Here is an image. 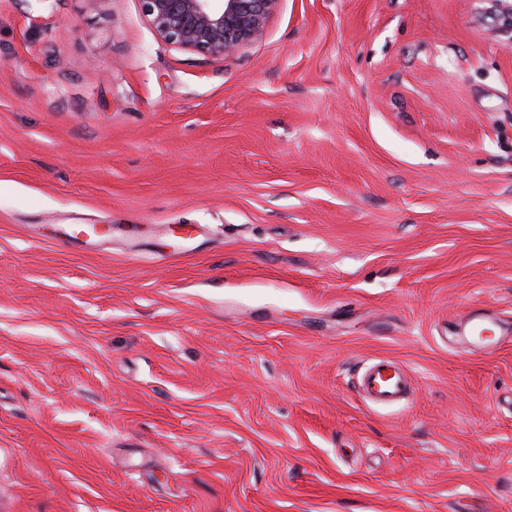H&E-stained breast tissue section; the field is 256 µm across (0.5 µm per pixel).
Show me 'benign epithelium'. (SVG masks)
<instances>
[{
  "label": "benign epithelium",
  "instance_id": "7a95c632",
  "mask_svg": "<svg viewBox=\"0 0 512 512\" xmlns=\"http://www.w3.org/2000/svg\"><path fill=\"white\" fill-rule=\"evenodd\" d=\"M281 0H140L163 42L203 56L237 53L261 38ZM486 16L512 46V0H486Z\"/></svg>",
  "mask_w": 512,
  "mask_h": 512
}]
</instances>
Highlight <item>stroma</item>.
Segmentation results:
<instances>
[{"instance_id":"1","label":"stroma","mask_w":512,"mask_h":512,"mask_svg":"<svg viewBox=\"0 0 512 512\" xmlns=\"http://www.w3.org/2000/svg\"><path fill=\"white\" fill-rule=\"evenodd\" d=\"M281 0L224 58L0 0V512H512V48ZM108 224L102 241H61ZM410 372L366 404L365 361ZM464 323L468 324L470 331L475 333L476 336H472L475 344L486 351L496 350L505 340L506 336L488 334L491 329L483 325V319L479 313L470 312Z\"/></svg>"}]
</instances>
